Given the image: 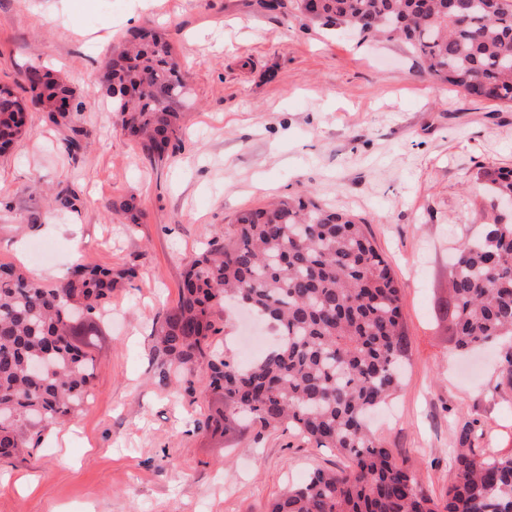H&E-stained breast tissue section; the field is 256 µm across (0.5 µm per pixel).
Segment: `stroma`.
<instances>
[{"mask_svg":"<svg viewBox=\"0 0 512 512\" xmlns=\"http://www.w3.org/2000/svg\"><path fill=\"white\" fill-rule=\"evenodd\" d=\"M144 27L163 29L188 72L160 162L123 135L102 86L104 61ZM32 66L69 83L77 113L29 111L26 137L0 157V263L57 282L78 257L121 281L88 406L0 461V512H265L313 469L344 466L291 429L207 431L221 395L153 378V331L187 260L239 211L302 194L366 218L403 288L405 374L372 434L437 498L464 422L476 452L512 455L502 349L461 353L441 319L452 255L496 215L475 175L512 167V107L436 82L402 44L257 0H0V84L24 94ZM62 190L75 209L50 208ZM130 196L136 225L108 212Z\"/></svg>","mask_w":512,"mask_h":512,"instance_id":"35a3bbf8","label":"stroma"}]
</instances>
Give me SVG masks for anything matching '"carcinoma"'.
<instances>
[{
	"label": "carcinoma",
	"instance_id": "1",
	"mask_svg": "<svg viewBox=\"0 0 512 512\" xmlns=\"http://www.w3.org/2000/svg\"><path fill=\"white\" fill-rule=\"evenodd\" d=\"M293 8L325 28L363 41H401L434 79L475 99L512 104V0H260ZM104 76L122 131L161 161L181 130L175 108L187 74L165 35L142 29L106 61ZM31 93L62 117L70 87L39 67ZM28 103L0 87V153L26 132ZM491 201L512 197V169L476 173ZM116 212L143 217L131 196ZM120 275L81 262L54 285L0 264V459L41 440L90 397L96 360L87 350ZM245 306L280 339L243 367L212 347L218 309ZM402 288L377 250L367 220L308 198L242 211L186 263L175 306L155 329L154 378L193 391H220L224 425L284 424L337 450L348 465L314 470L267 512H512V456L480 455L465 424L451 456L453 479L436 500L369 433L366 415L398 388L408 348ZM442 318L461 351L512 338V221L486 225L451 264Z\"/></svg>",
	"mask_w": 512,
	"mask_h": 512
}]
</instances>
